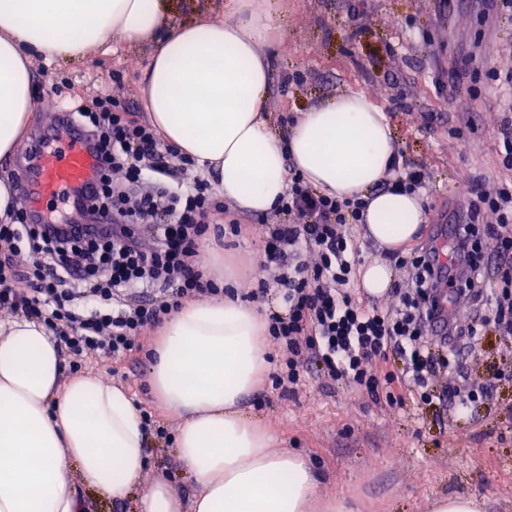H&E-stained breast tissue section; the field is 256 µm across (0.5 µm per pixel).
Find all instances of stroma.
Segmentation results:
<instances>
[{"mask_svg":"<svg viewBox=\"0 0 512 512\" xmlns=\"http://www.w3.org/2000/svg\"><path fill=\"white\" fill-rule=\"evenodd\" d=\"M351 0H276L282 16L274 40L261 43L270 61L266 109L279 132L319 100L345 92L364 94L385 113L396 138L398 173L420 171L419 195L428 220L420 244H435L434 218L458 219L472 182L512 184L495 146L512 132L504 107L512 87L487 80L484 69L512 66V8L504 0H364V32L348 19ZM145 48L113 42L77 61H34L36 100L111 95L143 105ZM239 235L225 233L223 216L205 248L210 273L238 275L239 294L262 275L261 226L237 212ZM125 386L138 411L164 427L150 439L138 483L168 481L184 502L196 494L175 452L179 417L163 411L151 393L146 365L99 360L89 368ZM448 377L464 388L486 384L488 396L464 412L435 402L391 409L345 384L310 375L295 392L264 381L245 407L269 425L275 450L304 454L323 477L322 496H340L358 512H429L440 497L470 496L482 512H512V338L493 332L483 344L462 346Z\"/></svg>","mask_w":512,"mask_h":512,"instance_id":"1","label":"stroma"}]
</instances>
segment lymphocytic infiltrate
<instances>
[{
  "mask_svg": "<svg viewBox=\"0 0 512 512\" xmlns=\"http://www.w3.org/2000/svg\"><path fill=\"white\" fill-rule=\"evenodd\" d=\"M67 108L99 160L97 195L67 191L72 206L61 220L20 208L13 223L0 224V310L43 323L69 356L122 362L184 301L222 295L200 264L215 192L136 109L108 96ZM473 194L448 264H437L431 246L398 256L409 288L398 307L382 310L349 290L358 259L348 227L361 223L364 200L321 195L292 177L280 223L264 227V275L248 295L261 302L279 293L288 309L268 315L269 334L288 353L277 386L293 389L313 372L392 408H404L410 395L427 404L433 379L458 356L456 338L491 328L511 335L512 190L478 184ZM107 215L111 230L91 233ZM487 243L498 260L494 288L483 275ZM448 297L477 300L483 313L461 323ZM441 319L447 335L431 337ZM394 357L401 371H390Z\"/></svg>",
  "mask_w": 512,
  "mask_h": 512,
  "instance_id": "1",
  "label": "lymphocytic infiltrate"
}]
</instances>
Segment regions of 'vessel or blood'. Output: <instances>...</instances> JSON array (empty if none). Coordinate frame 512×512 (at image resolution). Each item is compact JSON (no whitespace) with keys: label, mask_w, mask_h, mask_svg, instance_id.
<instances>
[{"label":"vessel or blood","mask_w":512,"mask_h":512,"mask_svg":"<svg viewBox=\"0 0 512 512\" xmlns=\"http://www.w3.org/2000/svg\"><path fill=\"white\" fill-rule=\"evenodd\" d=\"M30 162L18 173L19 197L29 207L59 199L73 186L93 187L97 161L72 128L54 127L28 145Z\"/></svg>","instance_id":"b4317fda"}]
</instances>
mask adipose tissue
I'll use <instances>...</instances> for the list:
<instances>
[{
    "label": "adipose tissue",
    "mask_w": 512,
    "mask_h": 512,
    "mask_svg": "<svg viewBox=\"0 0 512 512\" xmlns=\"http://www.w3.org/2000/svg\"><path fill=\"white\" fill-rule=\"evenodd\" d=\"M258 0H227L223 18L172 24L164 0H0V157L34 118L32 63L79 59L119 40L148 47V119L166 144L217 178L227 206L273 210L296 170L317 192L367 200L366 234L387 252L418 239L419 196L384 189L393 132L358 93L311 106L280 138L265 110L260 42L277 31ZM261 315L230 298L189 301L167 322L149 363L156 401L182 424L176 452L198 493L184 504L159 480L136 512H348L322 497L301 454L272 452L274 435L243 402L269 373ZM43 324L0 322V512H85L82 488L126 498L149 438L127 388L86 374L63 380Z\"/></svg>",
    "instance_id": "adipose-tissue-1"
}]
</instances>
